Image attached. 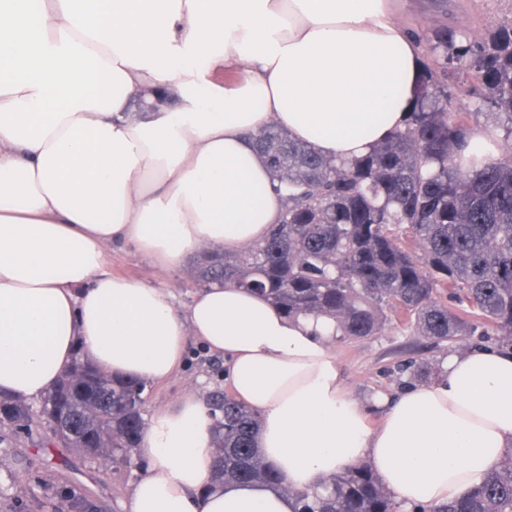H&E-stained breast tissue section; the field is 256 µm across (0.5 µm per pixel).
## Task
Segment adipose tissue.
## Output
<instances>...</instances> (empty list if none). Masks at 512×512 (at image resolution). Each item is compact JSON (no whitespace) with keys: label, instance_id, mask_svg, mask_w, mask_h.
Instances as JSON below:
<instances>
[{"label":"adipose tissue","instance_id":"obj_1","mask_svg":"<svg viewBox=\"0 0 512 512\" xmlns=\"http://www.w3.org/2000/svg\"><path fill=\"white\" fill-rule=\"evenodd\" d=\"M202 58L225 84L202 85ZM423 62L390 0H0V392L40 398L80 352L161 383L194 339L259 412L283 482L215 481L213 421L189 393L153 413L128 512H296V492L360 463L435 512L512 452L510 349L450 353L373 426L332 320L232 285L181 310L106 269L115 245L165 270L260 241L283 200L250 137L277 124L363 156L405 126Z\"/></svg>","mask_w":512,"mask_h":512}]
</instances>
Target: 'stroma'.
Segmentation results:
<instances>
[{"label":"stroma","instance_id":"obj_1","mask_svg":"<svg viewBox=\"0 0 512 512\" xmlns=\"http://www.w3.org/2000/svg\"><path fill=\"white\" fill-rule=\"evenodd\" d=\"M400 19L416 32L444 26L492 29L512 19V0H408ZM191 259H183L167 272L158 273L133 247L113 249V273L140 278L169 289L177 307H187L198 290L191 275ZM332 350L341 364L350 394L367 400L382 393L395 395L417 382L411 367L420 362L443 363L450 346L419 336L412 328L386 322L379 333L362 339L334 341ZM224 384V364L189 344L183 367L169 381L153 385L144 406L146 414L194 392L208 396ZM147 461L134 456L129 471L60 453L22 438L0 444V512H69L68 494L78 491L92 497L101 512H125L130 491Z\"/></svg>","mask_w":512,"mask_h":512}]
</instances>
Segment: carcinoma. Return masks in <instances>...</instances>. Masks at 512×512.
<instances>
[{"mask_svg": "<svg viewBox=\"0 0 512 512\" xmlns=\"http://www.w3.org/2000/svg\"><path fill=\"white\" fill-rule=\"evenodd\" d=\"M424 73L406 127L364 157L332 160L272 125L253 149L284 198L279 223L238 253H204L193 263L201 287L235 285L267 297L288 316L331 319L339 341L377 334L392 315L434 342L471 334L482 321L512 345V155L490 159L470 146L485 115L512 143V21L491 31L442 27L421 40ZM467 84L475 111L453 107ZM457 303L448 307L442 291ZM147 383L114 379L85 355L41 398L63 400L57 422H36L27 402L0 395L3 436L60 425L46 444L119 471L145 429L129 407ZM216 478L226 484L277 481L257 450L258 414L229 392L208 398ZM298 512H398L380 477L354 465L297 494ZM436 512H512V458Z\"/></svg>", "mask_w": 512, "mask_h": 512, "instance_id": "1", "label": "carcinoma"}]
</instances>
